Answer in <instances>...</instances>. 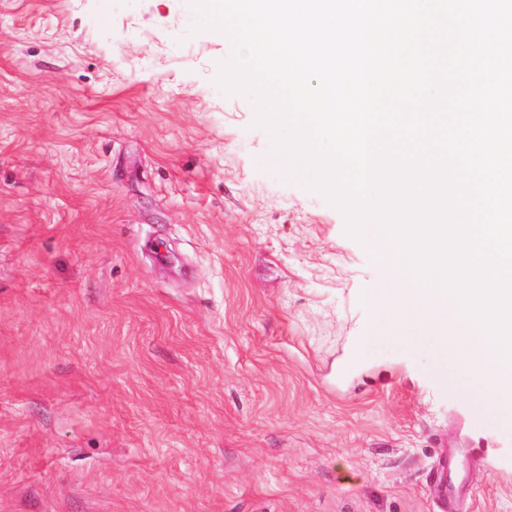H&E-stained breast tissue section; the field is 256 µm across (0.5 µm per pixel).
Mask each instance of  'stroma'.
Segmentation results:
<instances>
[{
  "label": "stroma",
  "instance_id": "35a3bbf8",
  "mask_svg": "<svg viewBox=\"0 0 512 512\" xmlns=\"http://www.w3.org/2000/svg\"><path fill=\"white\" fill-rule=\"evenodd\" d=\"M189 0H0V512H512V420L287 179Z\"/></svg>",
  "mask_w": 512,
  "mask_h": 512
}]
</instances>
